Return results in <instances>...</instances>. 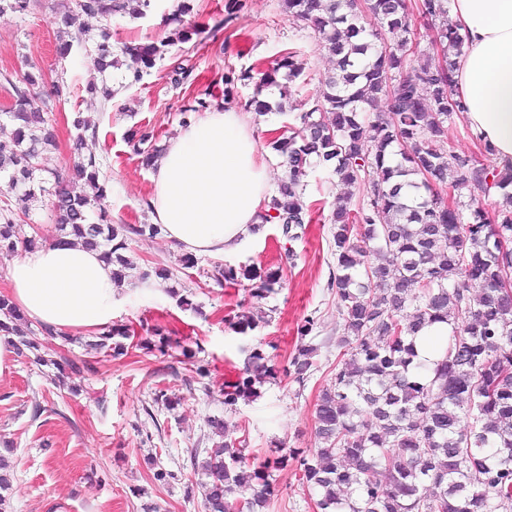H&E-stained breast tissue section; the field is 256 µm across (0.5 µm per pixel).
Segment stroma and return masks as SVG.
Masks as SVG:
<instances>
[{
  "mask_svg": "<svg viewBox=\"0 0 512 512\" xmlns=\"http://www.w3.org/2000/svg\"><path fill=\"white\" fill-rule=\"evenodd\" d=\"M76 0H31L27 16L0 14V73L21 79L25 71L42 72L46 81L64 78L70 92L51 101L50 118L57 147L48 156L50 168L67 171L73 162L71 140L74 113H83L99 126L96 153L110 179L107 203L116 224L152 221L147 200L152 192L151 171L127 143L131 132H153L157 146H165L183 127L181 110L189 100L211 94L213 99L239 108L253 93V82L225 95L221 78L227 68L260 73L271 69L278 56L299 48L307 61L304 77L290 84V111L251 116L252 129L262 145L283 133L292 108L318 91L335 60L321 47L317 33L289 19L280 0H242L237 19L227 17L228 0H194L185 22L200 28L199 45H170L163 60L138 83L126 84L122 70L99 74L84 46H73L59 61L55 18ZM180 0H155L145 17L117 15L105 22L85 21L91 37L109 29L113 49L140 39L160 43L173 27L167 18ZM191 66L194 84L181 82L179 66ZM115 90L104 105L101 87ZM343 191L328 170L311 171L302 197L311 206V220L303 235L288 241L280 225H264L258 237L238 251L219 257H198L186 269L182 252L165 234L134 237L127 252L137 268L169 270L171 282L185 288L193 306L183 309L170 297L167 282L143 284L129 276L120 286L113 321L144 338L159 329L171 342L168 351L129 349L121 356L92 350L90 335L59 341L30 323L31 336L42 353L63 354L82 365L81 389L70 393L54 381L53 368L15 357L10 372L0 376V440L13 442L8 461L13 474L0 512H205L190 454L211 445L208 420L224 417L233 438L245 440L250 461L260 462L274 448L311 451L319 447L314 410L336 364V340L344 333L336 296L328 281L336 265L331 254L330 218ZM253 264L280 271L281 279L263 299L250 297L248 284H229L212 276L214 263ZM261 316L258 328L235 333L230 323L242 312ZM316 321L313 334L319 351L316 370L305 386L281 375L265 384L259 398L224 406V385L243 367V347L270 346L276 366L287 367L306 318ZM195 352L210 371L204 382L191 380L180 363L182 349ZM176 393L174 410L152 408L155 390ZM156 456V465L146 462ZM171 471L159 482L154 468ZM274 492L266 512H318L315 499L295 464L273 473Z\"/></svg>",
  "mask_w": 512,
  "mask_h": 512,
  "instance_id": "stroma-1",
  "label": "stroma"
}]
</instances>
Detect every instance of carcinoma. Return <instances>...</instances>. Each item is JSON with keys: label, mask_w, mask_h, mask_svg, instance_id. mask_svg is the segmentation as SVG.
Listing matches in <instances>:
<instances>
[{"label": "carcinoma", "mask_w": 512, "mask_h": 512, "mask_svg": "<svg viewBox=\"0 0 512 512\" xmlns=\"http://www.w3.org/2000/svg\"><path fill=\"white\" fill-rule=\"evenodd\" d=\"M288 16L313 28L335 72L324 87L301 105L288 134L271 142L287 168L284 180L267 202L264 220L283 225L288 239L310 221L298 188L308 169L330 167L347 188L336 208L332 237L336 274L329 288L346 335L337 342L338 360L330 383L316 403L321 446L306 456L279 448L257 465L248 462L246 441L229 434L224 418L208 420L222 441L193 456L202 477L207 512H259L271 495V472L297 462L303 483L318 496L320 512H512V293L504 289L512 275V210L488 214L480 204L501 192L512 201V166L503 170L475 156L435 147L446 137L448 120L462 114L453 80L455 64H427L409 69L411 28L408 0H282ZM129 0H78L58 20L61 57L70 40L83 41V17L109 20L127 10ZM418 14L438 20L437 44L459 51L463 37L449 21V0H420ZM182 0L169 18L178 24L174 37L159 45L129 44L123 58L112 51L108 34L95 43L94 67L99 73L126 66L134 82L154 69L166 47L186 43L198 34L184 26L191 13ZM379 28L367 30L362 13ZM299 53L281 54L277 67L255 82L244 109L260 116L272 106L259 96L303 73ZM251 74L224 72V94ZM11 85L13 103L0 120L14 126L0 139V177L19 187L15 203L0 205V255L39 246L37 236L17 237L16 220L30 217L37 204L51 197L60 238L95 250L112 266L121 283L133 263L124 255L134 236L158 234V224H114L104 201L109 179L92 150L98 126L81 115L73 118L72 176L54 172L55 189L43 175L48 147L46 100L36 91L38 77L27 73ZM386 112L364 115L381 97ZM152 136L130 138L141 163L152 166L157 148ZM469 189L477 206L469 215L435 198L433 186ZM362 203L350 204L355 191ZM213 277L235 284L255 281V298L273 292L280 274L251 265L215 266ZM478 293H473V289ZM448 325L438 358L414 363L416 337L435 324ZM25 317L10 297L0 294V335L10 337L19 354L31 352L34 362L51 366L65 382L80 368L66 359L47 358L23 329ZM130 331L114 327L97 336V350L124 352ZM244 366L224 388V406L260 397L261 388L278 370L259 347L243 349ZM318 345L302 342L283 369L305 386L316 369Z\"/></svg>", "instance_id": "carcinoma-1"}]
</instances>
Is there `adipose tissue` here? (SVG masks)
Wrapping results in <instances>:
<instances>
[{
    "mask_svg": "<svg viewBox=\"0 0 512 512\" xmlns=\"http://www.w3.org/2000/svg\"><path fill=\"white\" fill-rule=\"evenodd\" d=\"M465 38L454 79L474 136L498 166L512 164V0H453ZM265 153L244 113L221 104L169 140L153 167L152 219L182 250L211 256L254 238L270 188ZM17 309L59 334L112 323L117 288L98 252L54 239L5 276Z\"/></svg>",
    "mask_w": 512,
    "mask_h": 512,
    "instance_id": "ef3b65f1",
    "label": "adipose tissue"
}]
</instances>
